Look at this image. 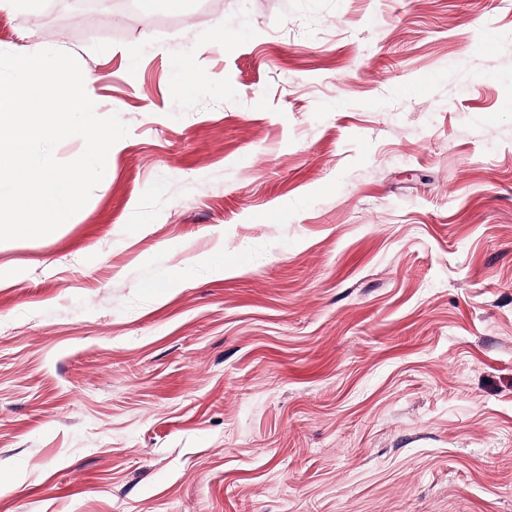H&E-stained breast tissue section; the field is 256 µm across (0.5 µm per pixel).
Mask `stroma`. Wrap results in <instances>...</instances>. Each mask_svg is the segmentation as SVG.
I'll use <instances>...</instances> for the list:
<instances>
[{"label":"stroma","mask_w":512,"mask_h":512,"mask_svg":"<svg viewBox=\"0 0 512 512\" xmlns=\"http://www.w3.org/2000/svg\"><path fill=\"white\" fill-rule=\"evenodd\" d=\"M102 2L0 12L129 127L0 242V512H512V0Z\"/></svg>","instance_id":"35a3bbf8"}]
</instances>
